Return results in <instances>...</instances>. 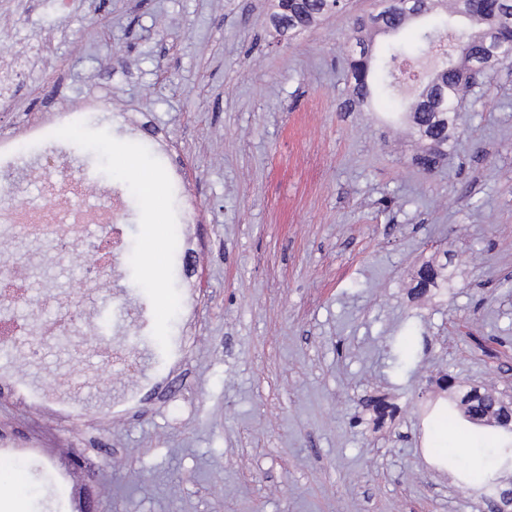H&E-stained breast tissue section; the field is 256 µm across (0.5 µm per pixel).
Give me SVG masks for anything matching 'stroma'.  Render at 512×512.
Here are the masks:
<instances>
[{
    "label": "stroma",
    "instance_id": "1",
    "mask_svg": "<svg viewBox=\"0 0 512 512\" xmlns=\"http://www.w3.org/2000/svg\"><path fill=\"white\" fill-rule=\"evenodd\" d=\"M350 0L296 34L275 31L273 0H0V54L21 72L0 142L31 140L25 176L0 166L27 202L68 168L78 143L107 146L112 176L88 194L119 213L124 240L144 246L160 220L156 256L141 254L91 281L79 263L105 233L89 224L72 256L15 239L30 272L19 365L27 385L72 395L85 427L61 425L0 396V484L22 479L24 512H488L461 473L485 465L474 445L429 449L444 375L461 389L492 388L512 403V72L468 90L438 168L420 169L397 99L412 103L431 79L390 99L375 85L352 100ZM92 94L78 142L31 139L35 124ZM160 144L153 214L123 159ZM195 209L196 291L170 228L185 199ZM447 282L416 293L420 269ZM80 307L67 336H40L37 309ZM110 312L108 341L142 368L138 403L113 394L120 366L72 352ZM406 337L414 370L394 373L392 338ZM186 344L170 359L178 338ZM380 396L391 417L368 405Z\"/></svg>",
    "mask_w": 512,
    "mask_h": 512
}]
</instances>
